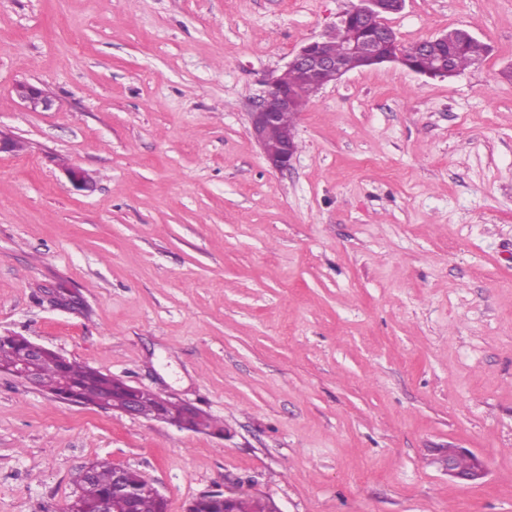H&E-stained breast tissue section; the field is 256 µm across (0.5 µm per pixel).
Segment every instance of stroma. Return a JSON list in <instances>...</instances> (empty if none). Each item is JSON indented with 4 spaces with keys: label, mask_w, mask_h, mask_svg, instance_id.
Here are the masks:
<instances>
[{
    "label": "stroma",
    "mask_w": 512,
    "mask_h": 512,
    "mask_svg": "<svg viewBox=\"0 0 512 512\" xmlns=\"http://www.w3.org/2000/svg\"><path fill=\"white\" fill-rule=\"evenodd\" d=\"M355 0H0V333L187 402L220 436L0 373V512H63L90 461L184 512H512V0H405L400 45L481 63L348 72L272 169L267 79ZM56 100L28 111L15 86ZM84 170L76 188L66 168ZM442 448L481 456L465 485ZM467 30L461 28L450 29L443 35H447L448 44L436 43L431 50H427L422 43H415L407 48L398 46L399 57L393 62L400 63L405 67L415 66L424 71L416 73L431 77L448 76V64L438 60L440 56H447L451 68L459 73L466 68L482 62L490 51L487 44L477 38L469 37ZM438 64V65H437ZM437 65V66H436ZM436 68L433 71H425ZM239 494H226L221 491H206L192 499L185 508V512H201L206 508L212 512H255L256 504L252 498L241 499ZM241 499V500H240ZM240 500V501H239ZM219 505L218 509L209 508Z\"/></svg>",
    "instance_id": "stroma-1"
}]
</instances>
